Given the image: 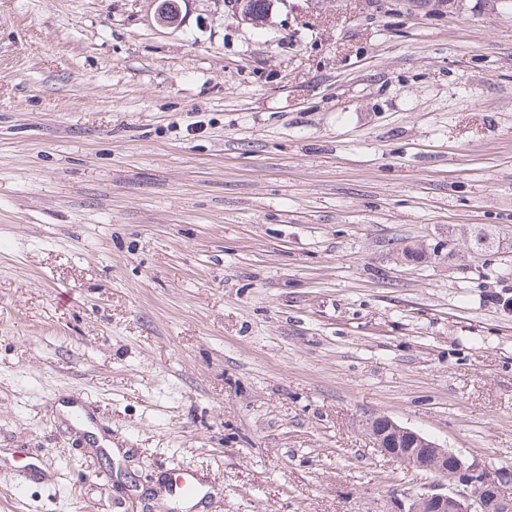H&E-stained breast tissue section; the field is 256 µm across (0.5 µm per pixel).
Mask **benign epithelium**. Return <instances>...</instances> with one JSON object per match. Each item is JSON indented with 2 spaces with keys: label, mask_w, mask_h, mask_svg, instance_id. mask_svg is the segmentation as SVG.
Masks as SVG:
<instances>
[{
  "label": "benign epithelium",
  "mask_w": 512,
  "mask_h": 512,
  "mask_svg": "<svg viewBox=\"0 0 512 512\" xmlns=\"http://www.w3.org/2000/svg\"><path fill=\"white\" fill-rule=\"evenodd\" d=\"M154 2L157 25L182 27L180 4ZM363 429L378 452L407 470L448 478L446 484L436 483L420 491H393L384 512H512V498L502 493V488L512 482L511 473L468 464L429 436L385 415L367 418Z\"/></svg>",
  "instance_id": "7a95c632"
}]
</instances>
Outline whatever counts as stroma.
<instances>
[{
  "mask_svg": "<svg viewBox=\"0 0 512 512\" xmlns=\"http://www.w3.org/2000/svg\"><path fill=\"white\" fill-rule=\"evenodd\" d=\"M183 12L0 0V512H382L372 415L512 468V10ZM154 2L156 5L155 21L157 25L162 28L173 29L182 27L185 17L182 14L180 3L170 4L162 0H154Z\"/></svg>",
  "mask_w": 512,
  "mask_h": 512,
  "instance_id": "obj_1",
  "label": "stroma"
}]
</instances>
